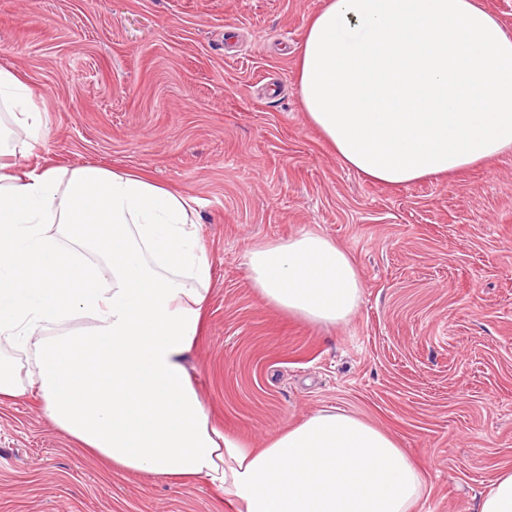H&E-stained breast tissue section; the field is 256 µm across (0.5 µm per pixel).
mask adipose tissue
I'll list each match as a JSON object with an SVG mask.
<instances>
[{"mask_svg": "<svg viewBox=\"0 0 512 512\" xmlns=\"http://www.w3.org/2000/svg\"><path fill=\"white\" fill-rule=\"evenodd\" d=\"M311 126L347 167L406 187L512 150V36L479 0H325L298 57ZM0 344L35 345L25 383L0 355V402L37 388L44 415L113 470L205 481L235 512H414L424 478L354 414L318 412L252 448L221 432L183 364L211 266L190 199L97 165L26 159L45 136L17 72L0 67ZM14 125V126H15ZM271 306L316 326L358 309L348 253L305 231L245 256ZM77 334L48 335L73 315Z\"/></svg>", "mask_w": 512, "mask_h": 512, "instance_id": "obj_1", "label": "adipose tissue"}]
</instances>
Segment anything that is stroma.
I'll return each instance as SVG.
<instances>
[{"label":"stroma","mask_w":512,"mask_h":512,"mask_svg":"<svg viewBox=\"0 0 512 512\" xmlns=\"http://www.w3.org/2000/svg\"><path fill=\"white\" fill-rule=\"evenodd\" d=\"M324 0H0L50 163L99 165L192 201L212 279L185 365L214 422L250 447L330 408L421 467L415 512H473L512 468V150L408 187L345 166L309 124L297 61ZM313 228L363 281L347 323L268 305L246 250ZM0 512H230L206 482L118 474L37 396L0 404Z\"/></svg>","instance_id":"1"}]
</instances>
